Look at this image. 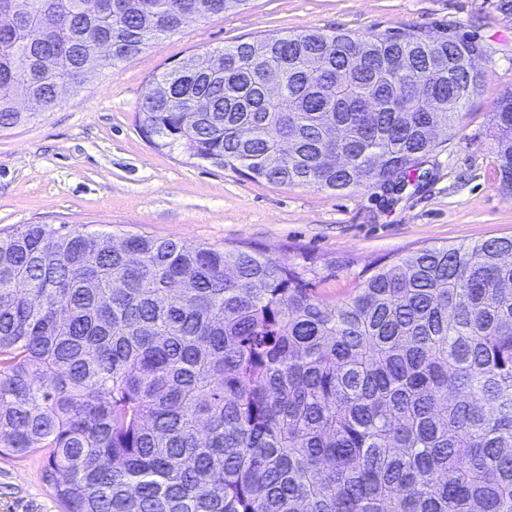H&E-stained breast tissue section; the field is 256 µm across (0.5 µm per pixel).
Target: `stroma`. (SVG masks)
<instances>
[{"label": "stroma", "mask_w": 512, "mask_h": 512, "mask_svg": "<svg viewBox=\"0 0 512 512\" xmlns=\"http://www.w3.org/2000/svg\"><path fill=\"white\" fill-rule=\"evenodd\" d=\"M312 31H415L479 46L481 83L423 158L418 180L341 193L270 185L193 164L141 133L139 105L156 74L202 51ZM509 93L512 0H249L188 22L63 94L53 111L0 133V233L27 224L78 227L117 241L144 234L190 247L251 248L294 263L313 259L320 293L335 301L381 263L433 245L512 234V187L498 174L490 121ZM43 461L0 456V512H62L42 478Z\"/></svg>", "instance_id": "stroma-1"}]
</instances>
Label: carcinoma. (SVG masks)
Returning a JSON list of instances; mask_svg holds the SVG:
<instances>
[{"mask_svg": "<svg viewBox=\"0 0 512 512\" xmlns=\"http://www.w3.org/2000/svg\"><path fill=\"white\" fill-rule=\"evenodd\" d=\"M249 0H0V132L188 21ZM105 37L111 60L87 43ZM369 63L342 83L352 49ZM474 46L321 32L157 75L142 132L197 165L343 192L406 184L454 126ZM433 81L445 111L401 91ZM490 120L512 180V96ZM252 250L30 225L0 236V455L64 512H512V236L432 246L328 302Z\"/></svg>", "mask_w": 512, "mask_h": 512, "instance_id": "1", "label": "carcinoma"}]
</instances>
